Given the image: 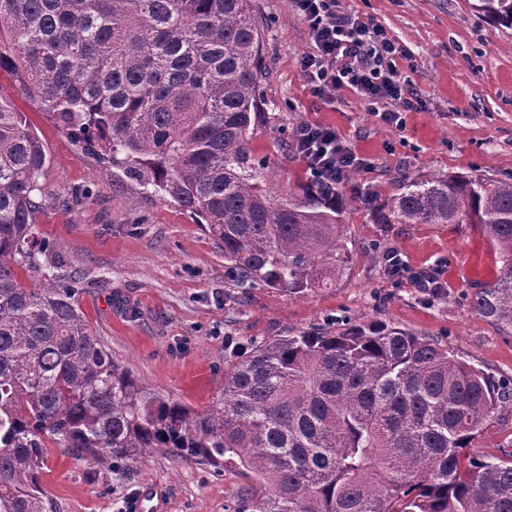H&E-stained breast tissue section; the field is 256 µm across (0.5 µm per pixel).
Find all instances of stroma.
<instances>
[{
    "label": "stroma",
    "mask_w": 512,
    "mask_h": 512,
    "mask_svg": "<svg viewBox=\"0 0 512 512\" xmlns=\"http://www.w3.org/2000/svg\"><path fill=\"white\" fill-rule=\"evenodd\" d=\"M337 9L374 20L406 46L397 66L422 110L404 128L384 124L383 101L350 88L316 96L298 61L313 50L294 0H252L261 32L262 113L252 131L280 201L301 200L309 181L293 148L297 128L335 129L367 165L339 188L346 261L335 285L291 294L240 287L224 248L189 212L139 186L75 143L10 77L13 97L50 159L40 180L36 231L54 246L59 272L82 281L79 302L90 331L149 391L207 409L224 390V365L251 341L328 323L384 322L448 347L497 381L512 380V336L480 317L477 284L500 265L477 226L372 223L365 197L382 201L406 177L451 172L512 179V29L491 27L476 0H336ZM400 254L417 273L436 271L440 292L390 276ZM477 454L512 460V405L500 408L475 440ZM43 484L53 512H252V480L236 465L217 468L160 449L134 462L84 460L50 449Z\"/></svg>",
    "instance_id": "1"
}]
</instances>
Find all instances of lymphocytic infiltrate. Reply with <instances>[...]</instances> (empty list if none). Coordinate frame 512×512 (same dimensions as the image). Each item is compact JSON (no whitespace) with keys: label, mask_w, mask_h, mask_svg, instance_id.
I'll use <instances>...</instances> for the list:
<instances>
[{"label":"lymphocytic infiltrate","mask_w":512,"mask_h":512,"mask_svg":"<svg viewBox=\"0 0 512 512\" xmlns=\"http://www.w3.org/2000/svg\"><path fill=\"white\" fill-rule=\"evenodd\" d=\"M304 17L312 53L300 60V68L315 92L323 97L349 87L369 99L394 102L382 112L387 124H401L402 115L418 110L407 76L397 62L406 58L403 46L389 38L372 19L337 12L336 0H295ZM297 151L305 158L310 176L319 188L343 182L349 172L364 163L344 146L330 127L302 124L295 138Z\"/></svg>","instance_id":"1"}]
</instances>
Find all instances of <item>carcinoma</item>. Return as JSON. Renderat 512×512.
Listing matches in <instances>:
<instances>
[{
  "label": "carcinoma",
  "mask_w": 512,
  "mask_h": 512,
  "mask_svg": "<svg viewBox=\"0 0 512 512\" xmlns=\"http://www.w3.org/2000/svg\"><path fill=\"white\" fill-rule=\"evenodd\" d=\"M512 27V0H478ZM261 31L251 0H0V73L58 127L189 212L240 284L325 288L335 190L286 204L250 148ZM49 164L0 97V512H47L52 441L124 464L165 448L252 474L253 512H512V464L471 455L512 384L383 323L250 343L198 412L152 393L88 330L77 278L34 232ZM374 224H476L502 262L473 294L512 335V181L410 178Z\"/></svg>",
  "instance_id": "1"
}]
</instances>
